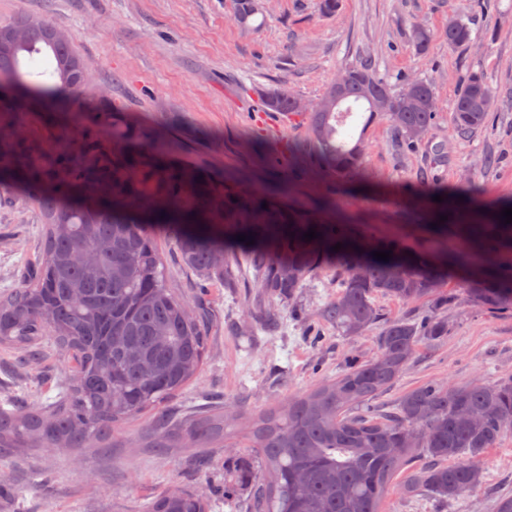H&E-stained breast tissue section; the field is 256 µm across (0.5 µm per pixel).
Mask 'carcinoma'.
Listing matches in <instances>:
<instances>
[{"label":"carcinoma","mask_w":512,"mask_h":512,"mask_svg":"<svg viewBox=\"0 0 512 512\" xmlns=\"http://www.w3.org/2000/svg\"><path fill=\"white\" fill-rule=\"evenodd\" d=\"M264 12L260 0H236L234 20ZM412 41L420 53L430 31L416 25ZM472 43L470 25L448 22V46ZM44 54L52 83H33L22 65ZM311 106L285 86L264 96L266 106L290 116L310 117V130L323 168L336 177L360 170L366 145L337 140L338 110L362 102L365 124L388 120L409 143L425 140L437 112L433 82L407 79L394 88L366 59L337 72ZM90 74L67 33L46 16L21 11L0 21V111L44 114L76 107L89 125L80 140L45 146L0 123V202H33L42 233L38 260L23 271L22 284L0 293V349L20 361L40 357L49 346L76 365L73 386L42 409L0 405V451L65 448L81 451L112 440V432L147 411H157L151 447L221 448L243 438L249 453L224 476V491L251 487L254 512H381L396 475L419 456L403 490H425L442 500L476 491L482 484L481 457L512 431V377L466 386L430 383L401 396L389 411L370 402L388 389L416 357L419 346L448 335V322L384 323L378 354L349 364L336 378L255 414L243 430L218 405L170 428L163 404L201 372L206 355L205 320L166 282L156 234L162 233L181 263L202 281L226 288L244 283L266 297L290 300L307 278L336 268L341 291L321 308V322L341 336H360L378 322L372 298L404 301L430 297L451 273H468L473 300L512 308V267L490 276L484 266L502 249H512V223L495 218L474 224L448 207L440 190L439 214L454 215L459 251L405 254L391 239L373 240L367 252L333 246L349 238L341 224H324L290 207L273 190L247 191L215 181L202 171L172 163L174 143L163 135L144 138L122 120L112 100L83 96ZM387 96L392 109L382 111ZM494 100L488 78L471 74L456 95L452 122L472 136L483 129ZM268 208H262V205ZM315 229L317 238L304 233ZM244 235L250 244H241ZM392 251L376 259L374 251ZM224 255V265L212 258ZM457 462L450 465L448 459ZM210 502L192 491L156 494L147 512H210Z\"/></svg>","instance_id":"carcinoma-1"}]
</instances>
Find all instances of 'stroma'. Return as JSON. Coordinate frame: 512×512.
<instances>
[{
	"label": "stroma",
	"mask_w": 512,
	"mask_h": 512,
	"mask_svg": "<svg viewBox=\"0 0 512 512\" xmlns=\"http://www.w3.org/2000/svg\"><path fill=\"white\" fill-rule=\"evenodd\" d=\"M263 3L264 21L250 31L233 20L235 0H0V19L23 10L46 15L68 32L92 71L87 94H111L142 133L174 140L179 161L242 188L285 184L289 204L307 212L321 197H331L332 222L348 225L359 242L392 236L411 250L456 247L458 236L433 225L430 209L414 205L434 190L461 191L471 182L484 200L512 201V0H340L327 17L318 0ZM455 18L469 21L473 45L449 46L447 27ZM417 23L433 35L424 54L412 45ZM368 55L390 84L412 76L432 79L438 112L428 139L446 146L447 164L431 165L426 147L404 143L387 121L367 128L356 114L340 134L350 142L365 139L364 164L353 177L337 178L320 165L307 119L289 122L265 109L264 92L280 84L313 104L340 68ZM473 72L488 77L495 101L485 128L464 139L451 115ZM86 126L73 112L54 124L34 112L21 124L47 142L77 139ZM40 235L34 203L0 207V291L20 285ZM160 245L170 287L194 302L209 326L199 377L166 405L172 419L221 404L243 422L335 377L352 361L376 356L378 328L345 338L314 320L340 290L334 269L307 280L295 303L268 299L267 313L282 323L271 332L243 289L199 287L171 242ZM438 292L454 296V303L438 310L430 298H375L384 321L418 322L437 311L448 321L447 336L423 347L375 398L376 407L389 409L429 382L468 385L512 376V309L477 304L458 279L442 282ZM74 375L67 355L55 349L19 366L0 352V395L15 393L25 407L54 402L60 384ZM155 419L149 412L125 423L105 450L50 455L27 448L0 461V512H146L154 494L169 489L206 497L211 512H249L250 491L224 494V463L241 455L240 446L160 453L148 446ZM482 467L481 487L447 503L404 495L402 479H395L382 512H495L496 496L512 494V432L485 451Z\"/></svg>",
	"instance_id": "obj_1"
}]
</instances>
